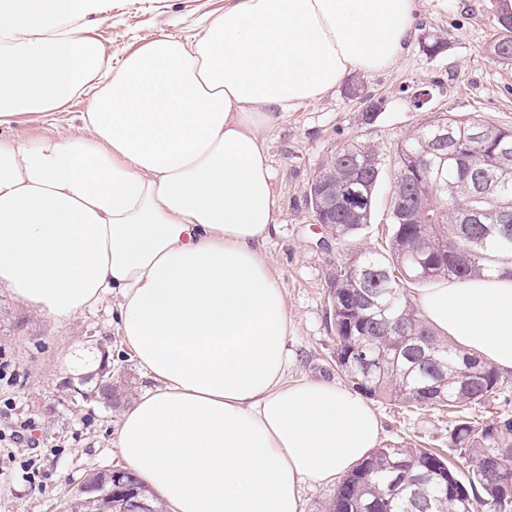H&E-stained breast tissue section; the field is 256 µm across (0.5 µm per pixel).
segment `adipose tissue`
I'll return each instance as SVG.
<instances>
[{
  "label": "adipose tissue",
  "instance_id": "adipose-tissue-1",
  "mask_svg": "<svg viewBox=\"0 0 512 512\" xmlns=\"http://www.w3.org/2000/svg\"><path fill=\"white\" fill-rule=\"evenodd\" d=\"M110 0H0V126L87 100L75 134L0 138V288L62 324L103 296L151 388L117 446L170 512H303L376 448L370 405L289 380L292 322L262 248L267 135L349 76L393 66L417 0H227L118 66L86 37ZM436 332L512 374V277L443 280Z\"/></svg>",
  "mask_w": 512,
  "mask_h": 512
}]
</instances>
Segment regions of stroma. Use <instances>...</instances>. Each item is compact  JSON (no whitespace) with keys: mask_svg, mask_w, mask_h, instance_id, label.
<instances>
[{"mask_svg":"<svg viewBox=\"0 0 512 512\" xmlns=\"http://www.w3.org/2000/svg\"><path fill=\"white\" fill-rule=\"evenodd\" d=\"M415 32L440 33L448 50L425 56L411 40L396 65L358 74L362 96L353 99L344 88L289 112L269 136L271 189L276 224L262 249L281 284L293 331L288 338L292 378L344 383L336 366V338L327 321L332 272L349 253L385 247L393 188L399 176L398 143L429 117L445 113L512 126V64L493 61L485 52L496 17L507 0H418ZM225 0H115L107 20L88 31L119 64L145 40L160 34L197 33L202 17L222 12ZM382 100L373 123H365L366 98ZM84 99L72 100L54 119L25 122L0 129L35 142L47 136L77 133ZM373 145L383 164L372 221L346 243L323 249L324 228L317 224L304 198L309 180L323 159L347 142ZM111 354L112 372L134 392L150 387L119 330L117 303L108 297L64 324L43 317L0 288V356L18 369L16 382L0 381V430L33 424L34 443L0 446V512H52L53 505L75 499L84 476L123 466L116 445L122 408L104 407L91 399L102 350ZM79 385L82 395L71 394ZM371 408L383 426L386 444L427 443L447 448L448 421L433 412L404 411L394 402L372 399Z\"/></svg>","mask_w":512,"mask_h":512,"instance_id":"35a3bbf8","label":"stroma"}]
</instances>
